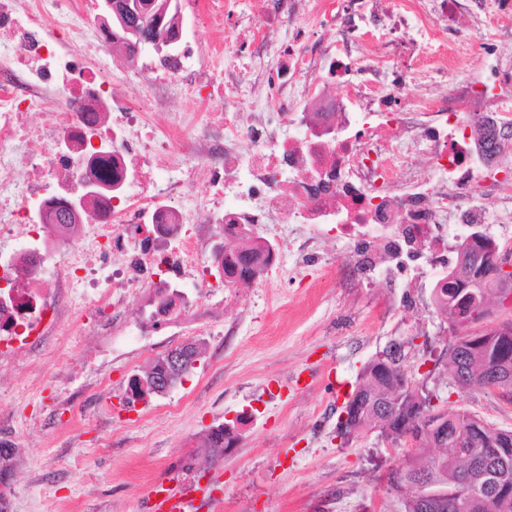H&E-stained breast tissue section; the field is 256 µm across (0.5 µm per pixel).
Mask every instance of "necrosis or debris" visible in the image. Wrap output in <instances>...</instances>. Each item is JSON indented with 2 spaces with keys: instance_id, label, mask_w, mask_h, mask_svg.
<instances>
[{
  "instance_id": "4bbe7bcc",
  "label": "necrosis or debris",
  "mask_w": 512,
  "mask_h": 512,
  "mask_svg": "<svg viewBox=\"0 0 512 512\" xmlns=\"http://www.w3.org/2000/svg\"><path fill=\"white\" fill-rule=\"evenodd\" d=\"M315 11L337 34L315 51L299 38L276 46L271 26L255 24L259 51L275 57V90L243 109L173 112L158 124L153 90L191 96L202 84L215 99L229 84L186 80L171 58L149 67V92L115 96L88 65L108 52L89 0H0V274L10 280L0 289V358L76 335L90 304L111 321L118 278L156 300L170 295V273L191 272L208 288L213 268L194 229L203 220L269 250L253 279L260 287L319 256L313 224L357 247L352 287L416 255L437 272L431 287L447 286V225L484 221L466 187L479 179L485 197L499 198L496 171L512 167V151L483 153L474 127L480 119L512 133V109L486 107L512 78V55H494L476 95L467 71L440 54L447 110H408L428 52L414 34L435 25L472 39L461 0H317ZM421 156L435 183L416 179ZM86 180L106 187L59 232L56 208Z\"/></svg>"
}]
</instances>
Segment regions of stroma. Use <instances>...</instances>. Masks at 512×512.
<instances>
[{"mask_svg": "<svg viewBox=\"0 0 512 512\" xmlns=\"http://www.w3.org/2000/svg\"><path fill=\"white\" fill-rule=\"evenodd\" d=\"M180 10L178 51H192L193 70H223L210 50L224 39L223 17L201 23L190 0ZM436 40L458 67L482 75L488 39L464 49L452 34ZM159 63L148 49L134 63L120 53L99 74L137 95L148 84L146 66ZM322 248L337 275L327 288L316 287L317 268L305 263L247 293L239 310L222 285L199 297L184 283L186 312L174 322L191 321L202 355L182 385L149 404L126 407L130 378L184 338L148 330L143 295L123 303L92 354L74 337L51 336L31 361L0 364V430L18 447L9 512H150L153 484L178 497L195 479L184 467L190 459L210 478L194 493L193 512H404L379 477L401 467L409 445L391 447L375 433L346 444L337 423L370 359L403 340L408 363L419 364L449 343V322L432 303V270L344 288L351 246L327 240ZM380 294L396 305L377 320ZM103 375L109 386L96 387ZM175 404L180 412L168 414ZM452 405L512 430V403L498 393L474 390ZM224 423L237 424L240 441L214 462L203 441Z\"/></svg>", "mask_w": 512, "mask_h": 512, "instance_id": "35a3bbf8", "label": "stroma"}]
</instances>
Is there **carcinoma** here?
<instances>
[{
  "label": "carcinoma",
  "instance_id": "carcinoma-1",
  "mask_svg": "<svg viewBox=\"0 0 512 512\" xmlns=\"http://www.w3.org/2000/svg\"><path fill=\"white\" fill-rule=\"evenodd\" d=\"M178 11L172 0H152L148 21L165 33L161 20ZM464 261L474 263L472 273H489L495 251L490 239L458 251ZM266 260L257 250H245L234 258L224 259V272L242 279L260 273ZM474 289L454 280L442 309L448 312L450 327L462 326L459 348L446 350L443 358L449 373L466 374L465 387L492 392L489 376L495 374L512 384V318L497 327L488 324L490 315L473 304ZM361 382L355 390V410L339 422V434L356 438L378 431L394 444L421 436L428 437L426 447L437 449L429 458L417 451L408 457L400 478L407 487L402 494L405 512H512V496L494 499L479 484L480 466L495 468L497 484L512 492V430L492 426L463 408L447 410L433 404L434 395L420 390L416 373L403 359L387 363L374 357L364 366ZM206 447L230 448L232 439L222 425L208 434ZM430 480L428 489L451 504L446 509H432L420 497L417 484Z\"/></svg>",
  "mask_w": 512,
  "mask_h": 512
}]
</instances>
